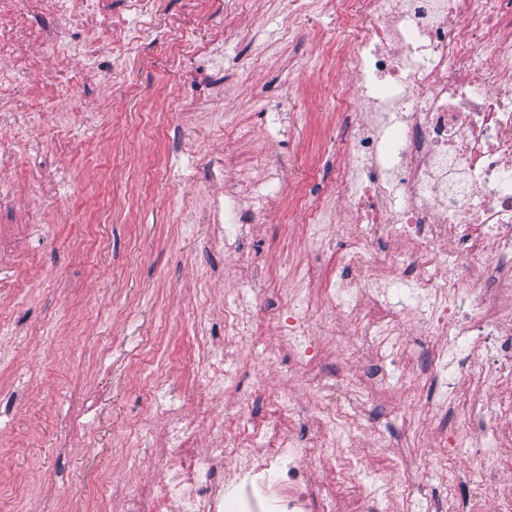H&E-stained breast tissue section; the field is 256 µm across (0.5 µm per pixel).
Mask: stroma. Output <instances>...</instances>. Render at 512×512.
Returning <instances> with one entry per match:
<instances>
[{
    "label": "stroma",
    "mask_w": 512,
    "mask_h": 512,
    "mask_svg": "<svg viewBox=\"0 0 512 512\" xmlns=\"http://www.w3.org/2000/svg\"><path fill=\"white\" fill-rule=\"evenodd\" d=\"M161 20L185 43L222 39L220 56L206 67L211 76L208 109L187 112L179 124L168 117L189 90L160 33L138 48L133 88L112 69L110 48L84 81V122L65 107L45 111L35 79L17 76V108L30 117V144L11 156L0 175V269L12 287L0 289V512H128L125 492L157 480L159 449L147 447L164 421L159 404L196 411L179 395L181 375L205 371L198 334L213 337L215 358L225 367L249 370L265 345L283 334L285 305L277 298L253 300L238 284L235 255L214 252L207 201L218 184H206L209 168L229 178L250 177V156L268 158L288 176L267 188L264 222L253 225L245 254L275 274L278 287L317 289L304 278L318 265L336 272V260L352 230L338 216L326 188L336 178V146L327 117L334 112L343 73L327 71L316 48L319 36L336 33V17L315 0L302 31L287 38V0H161ZM260 29L243 40L241 28ZM294 69H285L287 58ZM294 94L283 98L284 84ZM245 139H236L239 127ZM324 205L329 235L320 250L303 248L297 229L282 217L300 216L302 206ZM252 306L259 336H224V309ZM317 338L332 335L337 352L324 371L344 379L349 369L374 364L376 355L358 347L344 327L323 325ZM295 361L269 364L270 388L287 389L303 417L315 403L307 385L294 379ZM166 385L153 395L156 367ZM93 406L84 431L66 435L59 420L73 390ZM432 386L416 387L403 404L389 406V387L366 402L376 425L393 434L413 433L412 446L374 449L373 437L339 442L361 472L391 470L396 480L422 489H442L436 472L407 469L406 458L433 449L437 419L422 415ZM142 464L131 468L128 459Z\"/></svg>",
    "instance_id": "stroma-1"
}]
</instances>
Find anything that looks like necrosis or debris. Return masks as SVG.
<instances>
[{"instance_id":"4bbe7bcc","label":"necrosis or debris","mask_w":512,"mask_h":512,"mask_svg":"<svg viewBox=\"0 0 512 512\" xmlns=\"http://www.w3.org/2000/svg\"><path fill=\"white\" fill-rule=\"evenodd\" d=\"M326 7L357 34L336 63L357 81V93L338 114L331 137L348 154L333 188L343 210L359 226L341 247L335 275L324 278L319 295L303 294L288 305L285 348L300 363V376L324 401L317 419L329 435L322 442L294 429L297 413L287 397L255 377L250 395L269 415L253 414L248 403L213 422L218 447L198 446L201 415L172 416L162 436L149 445L163 449L166 469L158 490L133 487L131 512H224L225 461L245 460L248 481L235 512H335L306 468L308 457L334 455L335 425L352 393L386 384L383 368L352 374L345 385L319 368L316 353L298 347L314 315H338L367 346L397 348L406 334L389 289L406 283L411 307L424 327L447 336L429 349L427 379L437 390L430 410L462 420L451 445L437 446L430 466L448 474L444 497L402 495L399 512H512V482L497 479L501 452L512 446V397L487 401L459 391L457 368L481 358L487 373L512 382V0H325ZM39 10L59 20L55 35L30 27ZM125 28L112 44V66L133 83L136 49L156 31L158 0H125ZM125 16L110 0H0V119L10 129L26 127L6 91L16 73L40 74L44 61L26 52L50 42L59 70L49 88V106L82 101L78 69L71 64L72 37L83 33L81 56L96 64L100 45ZM225 201L211 221L227 224L228 236L244 237L237 223L242 206L262 213L259 196L239 183L224 182ZM393 236L396 247L380 254L377 238ZM225 236V237H228ZM224 236L214 235L220 248ZM239 376L212 362L204 379L189 375L182 396L202 401L213 390L237 389ZM478 449L479 469L458 472L454 456ZM467 492L459 501V492Z\"/></svg>"}]
</instances>
